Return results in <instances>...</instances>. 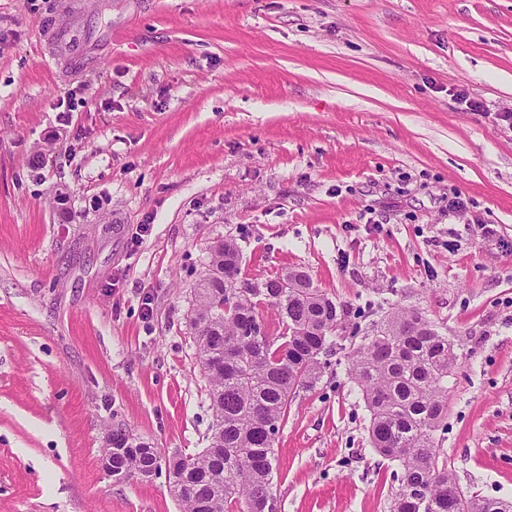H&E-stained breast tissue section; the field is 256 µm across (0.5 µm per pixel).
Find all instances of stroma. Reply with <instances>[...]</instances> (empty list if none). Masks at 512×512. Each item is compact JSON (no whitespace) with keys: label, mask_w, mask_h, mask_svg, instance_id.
Wrapping results in <instances>:
<instances>
[{"label":"stroma","mask_w":512,"mask_h":512,"mask_svg":"<svg viewBox=\"0 0 512 512\" xmlns=\"http://www.w3.org/2000/svg\"><path fill=\"white\" fill-rule=\"evenodd\" d=\"M507 112L512 0H0V512H181L101 454L117 424L206 448L187 316L226 238L359 330L442 324L436 440L463 489L512 500ZM368 426L330 356L277 435L278 512H390Z\"/></svg>","instance_id":"35a3bbf8"}]
</instances>
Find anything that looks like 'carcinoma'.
<instances>
[{
  "label": "carcinoma",
  "mask_w": 512,
  "mask_h": 512,
  "mask_svg": "<svg viewBox=\"0 0 512 512\" xmlns=\"http://www.w3.org/2000/svg\"><path fill=\"white\" fill-rule=\"evenodd\" d=\"M238 256L230 239L210 247L188 315L213 416L209 445L194 457L163 456L118 426L115 451L103 449L112 467L126 479L166 474L183 512H277L274 445L288 403L318 382L336 353L361 391L372 447L399 462L392 512H512V501L463 489L440 459L435 432L448 414V374L458 354L439 325L394 308L349 350L339 334L345 304L299 269L261 283L244 278ZM265 307L283 327L275 338L262 331Z\"/></svg>",
  "instance_id": "obj_1"
}]
</instances>
